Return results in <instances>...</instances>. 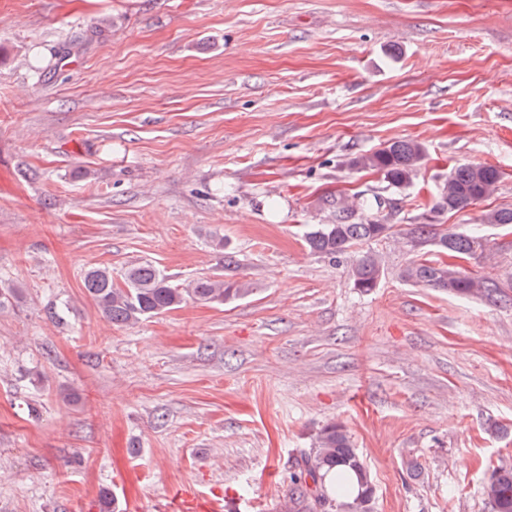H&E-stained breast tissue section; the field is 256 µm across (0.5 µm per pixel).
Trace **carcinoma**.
Here are the masks:
<instances>
[{"mask_svg": "<svg viewBox=\"0 0 512 512\" xmlns=\"http://www.w3.org/2000/svg\"><path fill=\"white\" fill-rule=\"evenodd\" d=\"M425 152L423 146L408 139L395 140L383 148L352 159V166L376 172L388 186L403 189L417 176ZM499 180L493 166L461 164L448 172L440 188L434 209L460 211L488 197ZM389 230L378 220L359 219L354 212L336 201V222L316 224L306 234V244L313 251L341 262L348 250L358 244L374 241ZM412 240L427 242L438 252L460 256L474 250L478 241L465 234L438 235L433 225L419 224L411 230ZM354 286L368 293L378 284L381 268L376 257L365 252L350 268ZM401 277L413 284L449 290L461 295L492 299L502 295L501 289L484 279L448 265L443 260L420 257L406 266ZM116 281L112 269L91 267L83 276V287L98 310L112 323L134 326L140 321L182 306L187 300L201 303H224L250 292L244 283L222 277L191 280L182 287L174 286L157 266L137 263L129 266ZM292 512H327L334 507L360 512L368 504L373 512L374 487L371 475L343 426L330 424L317 438V446L296 460L290 476ZM482 493L493 512H512V468L496 467L482 485Z\"/></svg>", "mask_w": 512, "mask_h": 512, "instance_id": "obj_1", "label": "carcinoma"}]
</instances>
